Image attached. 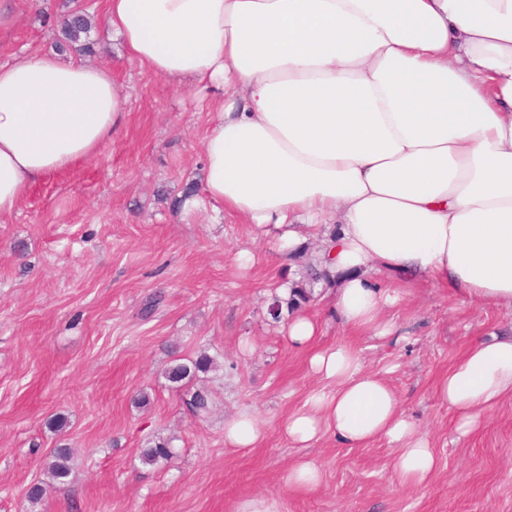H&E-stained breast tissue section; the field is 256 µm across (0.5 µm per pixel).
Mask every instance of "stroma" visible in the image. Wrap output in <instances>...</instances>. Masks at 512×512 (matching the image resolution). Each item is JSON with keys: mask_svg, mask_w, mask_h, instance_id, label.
Returning <instances> with one entry per match:
<instances>
[{"mask_svg": "<svg viewBox=\"0 0 512 512\" xmlns=\"http://www.w3.org/2000/svg\"><path fill=\"white\" fill-rule=\"evenodd\" d=\"M11 4L0 64L71 58L58 28L86 10L93 51L81 61L111 73L129 116L93 159L47 176L0 221V512H237L256 496L281 512H512V396L466 436L437 397L471 342L512 336V308L416 276L384 312L395 335L378 338L339 320L334 284L316 285L300 308L317 327L310 349L359 352L427 435L437 465L412 484L382 440L346 448L325 436L294 447L281 423L325 383L309 369L310 350L288 339L290 312L275 320L268 307L281 282L302 279L303 260L209 204H172L202 181L214 89L175 85L131 58L105 22L104 0ZM202 350L220 368L199 378L214 399L200 421L164 373L173 357ZM244 410L263 420L264 438L246 451L226 447L224 423ZM58 416L60 432L50 426ZM159 438L173 439L178 456L143 464L142 448ZM62 443L74 457L60 484L47 466ZM302 456L323 473L315 490L285 482ZM35 484L44 493L33 503Z\"/></svg>", "mask_w": 512, "mask_h": 512, "instance_id": "35a3bbf8", "label": "stroma"}]
</instances>
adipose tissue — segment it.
Instances as JSON below:
<instances>
[{
	"label": "adipose tissue",
	"instance_id": "1",
	"mask_svg": "<svg viewBox=\"0 0 512 512\" xmlns=\"http://www.w3.org/2000/svg\"><path fill=\"white\" fill-rule=\"evenodd\" d=\"M105 17L154 74L223 86L203 199L283 253L298 227L324 228L345 325L389 336L382 314L408 274L512 306V0H105ZM126 117L104 69L46 55L0 64V218L92 159ZM309 367L331 387L284 420L291 444L383 440L405 481L430 477L429 441L356 352L311 350ZM437 392L456 431L472 432L512 395V337L473 343ZM264 432L245 411L225 421L224 443L252 448Z\"/></svg>",
	"mask_w": 512,
	"mask_h": 512
}]
</instances>
